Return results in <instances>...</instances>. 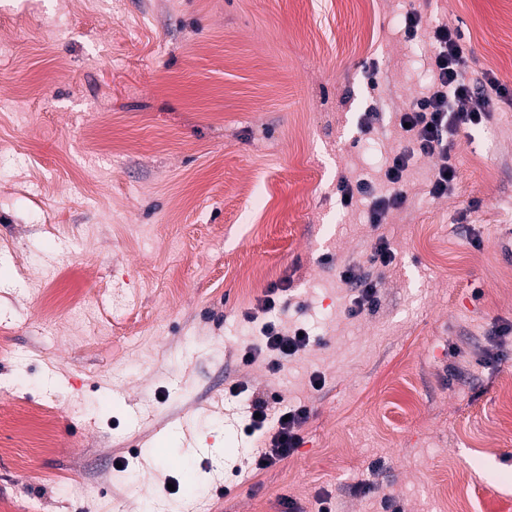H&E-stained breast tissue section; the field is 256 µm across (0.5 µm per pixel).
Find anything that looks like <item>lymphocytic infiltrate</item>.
Returning a JSON list of instances; mask_svg holds the SVG:
<instances>
[{
  "instance_id": "f902f5d3",
  "label": "lymphocytic infiltrate",
  "mask_w": 512,
  "mask_h": 512,
  "mask_svg": "<svg viewBox=\"0 0 512 512\" xmlns=\"http://www.w3.org/2000/svg\"><path fill=\"white\" fill-rule=\"evenodd\" d=\"M433 39L437 50L432 62L434 81L426 96L416 99L401 116L407 123L408 144L390 160L385 177L390 184H401L410 160L415 154L435 156L439 165L431 183L432 196L447 195L457 179V170L450 160V139L460 130L481 125L489 116L492 98L507 96V89L494 74L481 78L468 77L466 58L458 29L446 24L436 25ZM277 287H270L260 310L265 319L259 340L244 353L245 362L264 358L270 371L277 372L289 358L304 352L310 338L283 330L269 314L276 306ZM269 394H253L247 406L249 420L243 428L246 435L268 430L265 448L254 459L256 469L266 470L294 453L302 443L300 429L306 422V408H281L278 419H270L267 410Z\"/></svg>"
}]
</instances>
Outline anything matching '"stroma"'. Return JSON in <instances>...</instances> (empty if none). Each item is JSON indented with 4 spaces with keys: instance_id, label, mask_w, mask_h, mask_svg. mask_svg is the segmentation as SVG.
Masks as SVG:
<instances>
[{
    "instance_id": "1",
    "label": "stroma",
    "mask_w": 512,
    "mask_h": 512,
    "mask_svg": "<svg viewBox=\"0 0 512 512\" xmlns=\"http://www.w3.org/2000/svg\"><path fill=\"white\" fill-rule=\"evenodd\" d=\"M410 11L461 31L470 77L512 46V0H0V512H443L460 476L512 512V93L455 137L447 196L434 157L380 227L336 190H389L431 85ZM349 266L379 282L355 317ZM274 284L313 344L271 373L242 355ZM236 386L308 410L272 468Z\"/></svg>"
}]
</instances>
